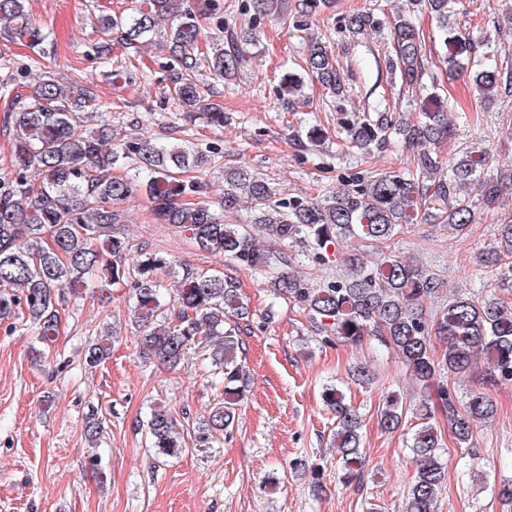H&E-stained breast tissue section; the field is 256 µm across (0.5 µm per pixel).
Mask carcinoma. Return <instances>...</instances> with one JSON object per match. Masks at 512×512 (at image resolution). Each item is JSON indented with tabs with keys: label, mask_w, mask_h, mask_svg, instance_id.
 Segmentation results:
<instances>
[{
	"label": "carcinoma",
	"mask_w": 512,
	"mask_h": 512,
	"mask_svg": "<svg viewBox=\"0 0 512 512\" xmlns=\"http://www.w3.org/2000/svg\"><path fill=\"white\" fill-rule=\"evenodd\" d=\"M412 6L435 17L445 35L443 44L454 65L460 56L472 61L475 86L486 95H512V73L500 69L492 51L480 50V41L460 28L448 30V0H413ZM278 0H250L252 21L277 10ZM210 16L224 31V0H198L186 6L183 0H142L126 15H101L97 22L112 33L110 42L97 47L96 59L107 72L120 76L124 65L112 59V46L138 50L157 34L159 22H170L165 50L170 53L175 76V102L188 119L198 115L208 122L224 124V107L210 101L187 79L203 62L222 77L235 72L240 63L236 52L224 44L205 42L197 12ZM379 25L371 12L355 13L345 21V31L358 36ZM17 35L39 45L47 39L25 9V0H0V35ZM394 54L389 69L399 74L401 84L416 89L425 74L423 34L407 18L390 23ZM306 73L332 94L342 97L348 84L339 65L321 45L307 40ZM117 69H112V66ZM93 74L78 81L48 77L34 90L33 101L15 100L8 113L12 135L11 174L0 179V320L23 312L49 340L58 327L57 305L67 291L77 296L98 276L100 297L108 286L129 281L135 293V324L142 331L143 354L177 366L188 345L200 336H216L221 342L211 349L219 364V383L224 403L209 417L214 429L229 428L238 403L245 395L248 378L236 361L239 341L225 328L227 315L249 317L248 307L231 279L209 275L190 265L177 271V305L174 319L157 323L170 310L156 270L165 261L154 253L127 258L125 242L115 235L120 214L115 203L144 193L155 203L154 219L188 232L197 246L222 254L252 269L268 280L275 294L308 312L318 331L359 344L373 339L385 348L398 350L413 380L427 390L441 375L461 376L471 371L474 359L486 363V383L512 382V298L478 299L459 295L432 315L425 302L445 288L441 276L418 264L388 254L369 267L357 257H347L345 274L316 287L295 272L294 257L282 251H263L238 224H226L202 202L190 198L201 185L173 176L201 163L199 152L188 145L159 142L145 136L112 147V103L96 94ZM99 114L96 127L85 134L76 131L83 112ZM343 130L351 143L361 147L400 145L413 153L415 169L369 180L360 172L350 175L342 187L315 201L307 197L274 200L269 184L246 169L229 175L224 208L237 207L241 194L268 204L260 223L268 234L305 245L307 259L322 261L329 250L339 251L351 239L384 244L418 222H436L456 237H463L475 223L472 190L480 192L487 206L496 204L504 179H481L487 165L484 155L465 151L455 164L453 177L443 174L435 152L451 133L448 115L440 111V98H430L414 121H395L383 112L361 119L347 118ZM134 157L136 171L125 177L112 175L122 159ZM41 176L34 183L29 173ZM478 265L498 270L500 287L512 282V211L498 223L493 246L481 252ZM112 348L108 333L88 349L87 360L98 363ZM329 409L336 416L333 441L340 449V467L348 482H361L365 452L361 448V420L337 387L324 391ZM433 397L445 414L457 444L470 442L476 424L493 416L494 405L485 393L474 392L461 401L448 385L437 387ZM403 408L394 396L386 400L379 424L393 431L402 424ZM176 419L158 409L151 413L147 429L152 447L160 456H172L179 448ZM441 437L430 423L423 424L410 444L417 470L408 487L410 512H435L437 491L445 479L440 458Z\"/></svg>",
	"instance_id": "cac0c4a2"
}]
</instances>
